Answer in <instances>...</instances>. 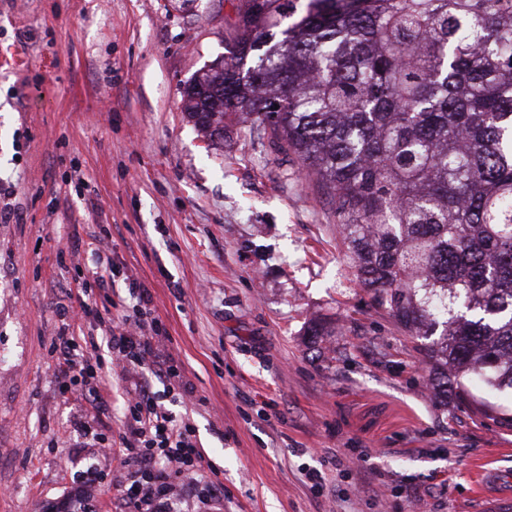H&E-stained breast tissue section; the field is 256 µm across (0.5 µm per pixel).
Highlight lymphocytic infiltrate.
<instances>
[{"instance_id":"1","label":"lymphocytic infiltrate","mask_w":512,"mask_h":512,"mask_svg":"<svg viewBox=\"0 0 512 512\" xmlns=\"http://www.w3.org/2000/svg\"><path fill=\"white\" fill-rule=\"evenodd\" d=\"M138 299L134 322L109 330V351L125 365H149L153 379L185 390L182 368L153 342L158 321L148 289H141ZM96 348L93 337L63 332L56 345L58 369L62 379L71 383L88 380L84 396L104 406L112 398V380L95 358ZM104 444L108 452L121 453L132 468L133 481L126 498L133 512H176L182 502L179 484L196 481L204 468L205 456L197 446L192 424L172 415L156 396L150 381L136 387L123 432L117 439H105Z\"/></svg>"}]
</instances>
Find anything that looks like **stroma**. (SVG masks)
Instances as JSON below:
<instances>
[{
	"instance_id": "obj_1",
	"label": "stroma",
	"mask_w": 512,
	"mask_h": 512,
	"mask_svg": "<svg viewBox=\"0 0 512 512\" xmlns=\"http://www.w3.org/2000/svg\"><path fill=\"white\" fill-rule=\"evenodd\" d=\"M239 0H0V512H128L113 371L101 407L55 371L60 308L113 254L134 316L194 387L224 485L215 512H476L477 461L512 468V394L438 398L421 339L376 307L336 214L292 153L232 124L205 136L181 90L233 47ZM91 239L78 259L63 246ZM331 335L312 337L311 324ZM320 472V489L309 473Z\"/></svg>"
}]
</instances>
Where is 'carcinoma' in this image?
Listing matches in <instances>:
<instances>
[{
  "label": "carcinoma",
  "instance_id": "obj_1",
  "mask_svg": "<svg viewBox=\"0 0 512 512\" xmlns=\"http://www.w3.org/2000/svg\"><path fill=\"white\" fill-rule=\"evenodd\" d=\"M241 0L235 55L188 81L209 138L261 129L331 197L373 301L438 392L512 391V0Z\"/></svg>",
  "mask_w": 512,
  "mask_h": 512
}]
</instances>
